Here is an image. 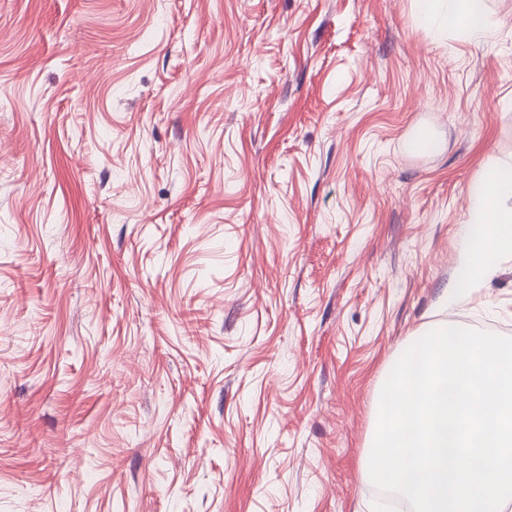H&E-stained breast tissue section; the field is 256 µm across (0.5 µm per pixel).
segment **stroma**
I'll return each instance as SVG.
<instances>
[{
	"instance_id": "1",
	"label": "stroma",
	"mask_w": 512,
	"mask_h": 512,
	"mask_svg": "<svg viewBox=\"0 0 512 512\" xmlns=\"http://www.w3.org/2000/svg\"><path fill=\"white\" fill-rule=\"evenodd\" d=\"M0 0V512H381L378 397L512 165V0ZM418 21L424 26L446 24L461 28L472 38L482 37L495 25L486 0H418Z\"/></svg>"
}]
</instances>
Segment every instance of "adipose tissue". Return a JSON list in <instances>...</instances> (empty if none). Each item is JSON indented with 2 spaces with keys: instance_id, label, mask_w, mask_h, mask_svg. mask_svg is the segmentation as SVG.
<instances>
[{
  "instance_id": "adipose-tissue-1",
  "label": "adipose tissue",
  "mask_w": 512,
  "mask_h": 512,
  "mask_svg": "<svg viewBox=\"0 0 512 512\" xmlns=\"http://www.w3.org/2000/svg\"><path fill=\"white\" fill-rule=\"evenodd\" d=\"M418 20L425 26L460 28L474 38L495 24L487 0H418ZM507 257H512L511 165L490 169L471 193L457 264L443 290L442 304L456 302L463 290L480 288Z\"/></svg>"
}]
</instances>
